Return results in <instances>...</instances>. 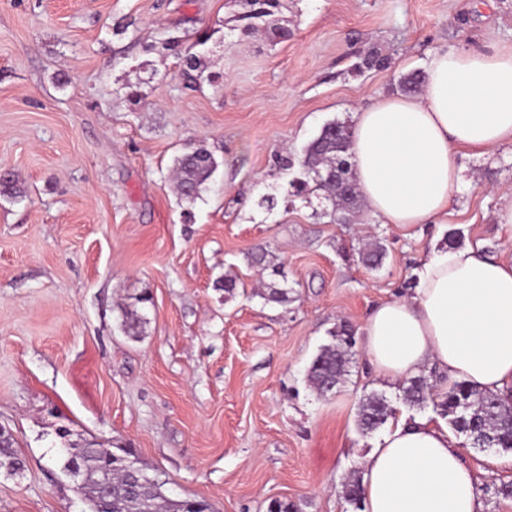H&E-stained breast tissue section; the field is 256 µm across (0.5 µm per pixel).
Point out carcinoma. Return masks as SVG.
<instances>
[{"mask_svg":"<svg viewBox=\"0 0 512 512\" xmlns=\"http://www.w3.org/2000/svg\"><path fill=\"white\" fill-rule=\"evenodd\" d=\"M348 127L334 121L322 127L303 149L298 161L290 156L281 159V169L289 171L299 164L305 179L298 181V191H306L326 202L324 215L338 224H353L360 213V195L354 180L350 161V140L338 134ZM216 167L211 153L204 148L185 152L175 170V181L180 196L189 202L198 199L210 181ZM385 256V247L376 242L359 252V260L371 268L378 267ZM123 332L139 339L143 336L146 318L136 309L120 308ZM352 327L341 324L332 333L331 344L322 347L308 369V379L321 396L336 393L349 375L353 356ZM403 401L410 407L421 408L432 404L439 415L449 418L450 424L465 434L474 448L512 450V402L500 396L481 391L460 381L441 393L424 376L412 377L403 387ZM395 416L386 397L376 393L363 396L359 402L357 424L361 432L379 429ZM14 441L0 447V471L13 475L21 463ZM126 448L115 452L90 443H68L58 459L65 471L77 464L83 480L77 490L90 505L91 512H212L203 499H173L165 489V482L151 476L144 466L130 473L125 461L130 457ZM360 478L350 476L344 483V493L355 508H362L359 493Z\"/></svg>","mask_w":512,"mask_h":512,"instance_id":"cac0c4a2","label":"carcinoma"}]
</instances>
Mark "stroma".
<instances>
[{
    "label": "stroma",
    "mask_w": 512,
    "mask_h": 512,
    "mask_svg": "<svg viewBox=\"0 0 512 512\" xmlns=\"http://www.w3.org/2000/svg\"><path fill=\"white\" fill-rule=\"evenodd\" d=\"M246 13L244 0H0V175L23 192L0 195V426L24 461L0 474V512H87L54 462L63 427L133 449L173 497L214 512L276 499L353 512L344 481L379 437L359 430V402L376 392L406 411L404 383L375 374L359 343L322 398L313 359L341 323L362 334L375 304L408 294L447 236L512 255L494 222L511 145L459 153L443 224L315 217L279 167L326 123L401 93L428 53L512 47V0H280L277 36ZM373 52L386 67H365ZM190 147L217 163L192 203L171 181ZM374 238L386 256L369 270L358 251ZM258 250L282 265L287 302L255 296L271 280L250 263ZM124 304L147 319L141 339L121 329ZM456 439L484 512H512L498 492L512 451Z\"/></svg>",
    "instance_id": "stroma-1"
}]
</instances>
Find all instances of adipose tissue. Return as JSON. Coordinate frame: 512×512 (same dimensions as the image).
I'll list each match as a JSON object with an SVG mask.
<instances>
[{"label":"adipose tissue","instance_id":"obj_1","mask_svg":"<svg viewBox=\"0 0 512 512\" xmlns=\"http://www.w3.org/2000/svg\"><path fill=\"white\" fill-rule=\"evenodd\" d=\"M350 152L367 210L382 224H434L462 181L460 150L512 144V47L436 51L416 96L380 98L353 115ZM375 370H423L512 391V257L474 247L422 256L412 291L364 322ZM479 478L447 427L399 416L363 462L364 512H484Z\"/></svg>","mask_w":512,"mask_h":512}]
</instances>
